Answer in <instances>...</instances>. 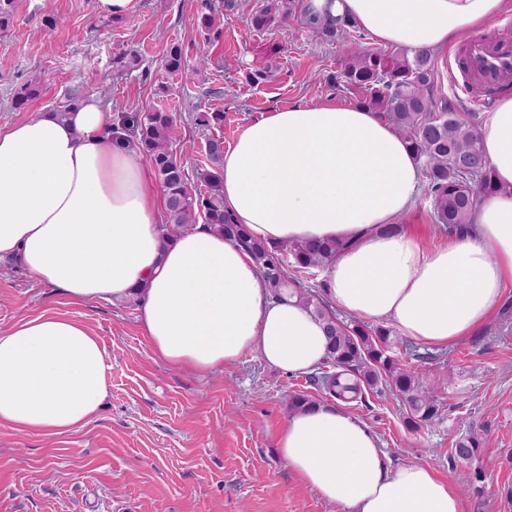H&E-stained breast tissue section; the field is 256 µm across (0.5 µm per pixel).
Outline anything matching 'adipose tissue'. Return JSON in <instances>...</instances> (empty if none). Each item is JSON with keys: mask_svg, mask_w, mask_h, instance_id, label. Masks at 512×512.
Here are the masks:
<instances>
[{"mask_svg": "<svg viewBox=\"0 0 512 512\" xmlns=\"http://www.w3.org/2000/svg\"><path fill=\"white\" fill-rule=\"evenodd\" d=\"M344 16L384 48L442 53L496 28L512 0H307ZM496 186L444 246L398 227L421 191L405 139L376 113L333 102L278 108L225 151L224 209L265 242H345L324 270V298L387 319L447 348L491 318L512 282V96L479 126ZM162 191L138 152L112 133L101 99L57 120L40 112L0 128V258L80 305L140 299L160 361L207 374L255 351L291 375L325 359L323 322L291 293L273 298L253 257L199 224L163 243ZM105 351L82 320L41 314L0 332V425L61 435L88 423L109 392ZM292 473L341 512H462L429 466L392 465L343 403L289 414L276 437Z\"/></svg>", "mask_w": 512, "mask_h": 512, "instance_id": "obj_1", "label": "adipose tissue"}]
</instances>
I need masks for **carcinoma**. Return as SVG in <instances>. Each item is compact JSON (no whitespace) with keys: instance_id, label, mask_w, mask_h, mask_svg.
<instances>
[{"instance_id":"cac0c4a2","label":"carcinoma","mask_w":512,"mask_h":512,"mask_svg":"<svg viewBox=\"0 0 512 512\" xmlns=\"http://www.w3.org/2000/svg\"><path fill=\"white\" fill-rule=\"evenodd\" d=\"M295 3L296 0H266L262 8L246 17L247 32L285 25L295 13ZM203 8L198 19L208 32L214 27V14L239 9V0H203ZM14 11L15 0H0V32L8 31ZM161 63L171 75H181L189 68L178 45L167 48ZM432 74L427 51L398 48L371 52L353 48L343 59L345 81L368 94L366 106L379 110V116L404 137L412 154L422 162L435 223L448 233L457 234L470 223L480 195L492 193L495 186L482 157L476 128L461 113L433 103L429 95ZM39 94L40 84L30 82L15 93L12 106L24 110ZM85 97L82 87L68 89L65 101L57 109L58 116L66 117ZM195 121L208 129L220 127L224 113L199 112ZM174 122V113L150 104L129 119L139 153L152 167L163 191L170 226L187 230L200 220L243 246L275 292L288 283V266L302 272L323 269L344 248V243L336 240L266 244L253 239L244 225L235 223L224 211L223 143L218 139L207 142L208 166L197 169V178L208 188L203 193L192 187L190 175L169 141L168 131ZM298 296L323 320L328 338V354L323 362L327 370L313 376L314 384L343 399L347 393L357 395L362 386L372 388L384 379L392 393L407 404L411 427L417 428L438 415L439 404L433 392L391 355L398 345L391 330H368L355 321L344 323L310 292H300ZM482 447L481 435L471 431L455 442L454 455L471 461Z\"/></svg>"}]
</instances>
